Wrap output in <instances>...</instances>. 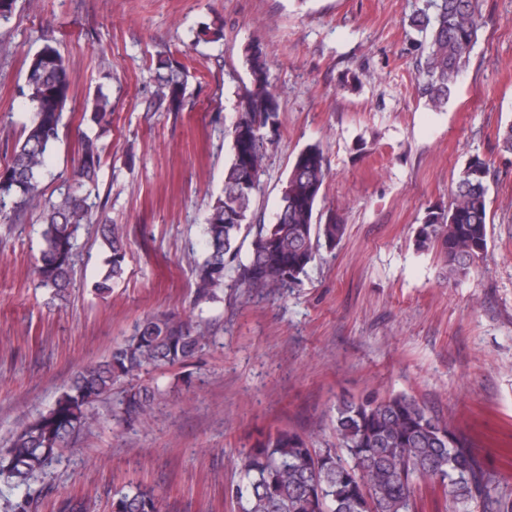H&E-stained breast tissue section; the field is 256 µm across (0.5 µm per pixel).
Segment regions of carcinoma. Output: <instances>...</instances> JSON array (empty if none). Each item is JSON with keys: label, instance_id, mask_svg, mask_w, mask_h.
<instances>
[{"label": "carcinoma", "instance_id": "cac0c4a2", "mask_svg": "<svg viewBox=\"0 0 512 512\" xmlns=\"http://www.w3.org/2000/svg\"><path fill=\"white\" fill-rule=\"evenodd\" d=\"M428 37L422 76L428 105L448 104L461 65L481 26L479 0H426L412 17ZM248 83L239 96L230 129L231 154L224 188L206 219V256L196 265L194 301L213 300L226 281L258 295H274L307 274L320 247L333 250L345 225L334 211H317L327 178L326 159L317 144L301 149L282 182L274 222L253 223V205L262 186L265 159L282 136L279 101L269 79L267 54L257 44L244 48ZM158 80L157 109H183L187 79L169 52L152 62ZM70 84L64 59L45 43L29 60L21 107L29 114L6 165L0 168V223L17 224L30 209H41L39 286L63 300L71 283L77 233L92 223V191L98 188L103 140L112 130V99L98 91L82 112L86 129L77 139L73 185L56 201L44 198L42 177L49 152L59 139ZM488 163L472 157L451 189L449 208L430 206L414 239L418 252L436 251L449 280L467 278L487 247ZM108 255L106 270L93 283L108 297L124 272L125 232L100 225ZM205 324L175 314L143 318L133 336L112 348L102 362L78 373L52 407L23 426L0 449V477L15 487L30 486L57 459L65 443L94 419L95 404L126 379L123 413L128 421L151 417L158 388L140 380L149 366L174 367L202 349ZM338 447L313 448L306 436L278 429L258 436L241 457L242 481L232 489L240 512H417L416 481L437 480L448 488L457 512H512V500L496 494L494 476L470 453L463 436L407 394L372 395L336 406ZM55 512H88L86 501L66 496ZM112 512H160L159 499L139 487L112 496Z\"/></svg>", "mask_w": 512, "mask_h": 512}]
</instances>
